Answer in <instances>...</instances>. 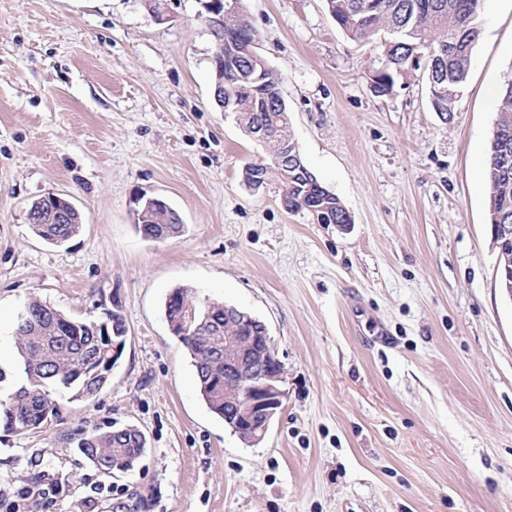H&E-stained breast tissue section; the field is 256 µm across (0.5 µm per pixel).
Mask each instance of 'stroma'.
I'll return each instance as SVG.
<instances>
[{
  "label": "stroma",
  "mask_w": 512,
  "mask_h": 512,
  "mask_svg": "<svg viewBox=\"0 0 512 512\" xmlns=\"http://www.w3.org/2000/svg\"><path fill=\"white\" fill-rule=\"evenodd\" d=\"M0 0V384L22 377L30 297L84 321L119 306L123 354L94 399L53 390L59 417L0 428V512H512V303L496 279L485 177L512 73V0H485L466 86L443 121L423 72L373 95L381 50L325 0H245L291 132L352 222L321 224L256 192L266 158L214 103L199 0ZM82 216L62 245L32 201ZM165 199L182 236L144 238L134 198ZM185 288L264 321L286 397L242 442L202 400L165 302ZM138 428L135 468L106 476L71 441ZM52 501L27 495L43 479ZM63 202L67 205L60 208L59 202ZM71 202V201H70ZM68 200L64 199L61 195L48 194L36 201L37 204H41L40 209L48 213L49 220L54 222L53 224H32V229L36 235L49 243L55 245H61L67 242L72 236H74L81 227V216L77 208L73 206ZM35 201L29 207L28 217L33 207L36 205ZM57 207H52V204ZM49 205L47 209L46 205ZM68 210V214H67ZM68 219V220H67ZM67 222V224H66Z\"/></svg>",
  "instance_id": "stroma-1"
}]
</instances>
